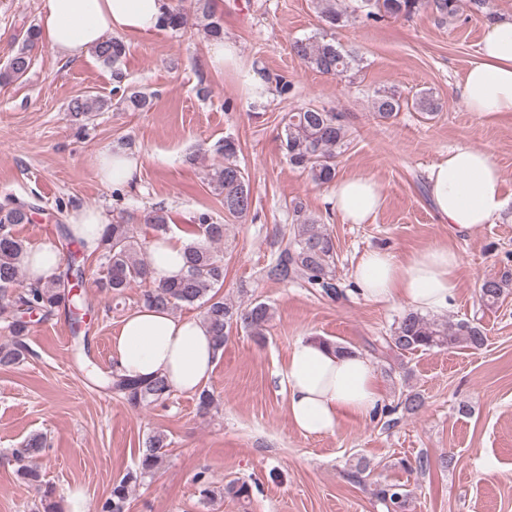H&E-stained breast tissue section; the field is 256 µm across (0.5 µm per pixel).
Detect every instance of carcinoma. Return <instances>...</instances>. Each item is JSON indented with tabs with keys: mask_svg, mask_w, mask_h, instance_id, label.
<instances>
[{
	"mask_svg": "<svg viewBox=\"0 0 512 512\" xmlns=\"http://www.w3.org/2000/svg\"><path fill=\"white\" fill-rule=\"evenodd\" d=\"M364 16L379 22L388 18H411L423 8H429L441 18L458 14L462 0H360ZM315 10L330 32H336L348 23V13L342 0H314ZM198 10L204 21L203 29L208 38H224L221 18L211 9L209 0H199ZM188 24V15L180 8H171L164 17L163 28L177 32ZM38 31L32 27L27 31L25 43L11 58L8 68L0 74L4 80L20 79L28 71L30 57L28 48L37 39ZM291 51L306 66L328 76H341L353 69L356 55L343 51L335 37L295 39ZM93 54L103 65L113 69L116 78H122L119 64L126 54L125 43L116 37L108 38L93 49ZM151 105L150 95L142 91L129 90L112 103L107 100L81 97L73 99L68 110L76 119L105 107L143 110ZM409 107L426 115L437 108L433 96L421 92L409 100L392 91H378L374 99L376 117L389 120ZM348 140L346 117L340 112L308 104L292 110L286 115L283 129V148L289 164L307 173L311 181L319 186L336 181V157ZM224 153V164L210 168L206 173L208 184L222 196L224 213L235 218L248 215L253 204L250 181L236 160L237 145L227 138L220 147ZM34 206L14 202L10 207L0 206V319L7 322L11 334L10 342L0 343V368L21 363L29 354L25 342L29 321L24 314L38 311L50 316L55 309L71 301L74 290L86 287L81 269L79 250L69 253L67 269L43 283L28 285L22 281L23 259L28 247L13 233V226L29 222ZM295 216L292 230L284 247L266 268V276L281 282L298 283L323 297L339 300L344 290L336 281L335 244L331 234L318 221L306 214L302 203L294 205ZM144 222L153 226L160 235L170 231L169 216L162 208L149 212ZM225 225L213 220L207 212H201L196 222L188 225L189 235L185 247V269L175 279L156 281L152 277L150 261L145 256L144 246L139 243L132 224H108L101 239V252L105 259V276L97 281L101 289L119 296L126 289L143 282L151 283L144 290L142 303L155 308L173 310L183 305L200 303L203 307L201 319L214 338L216 349L224 350L232 328L237 327L252 336H262L273 318L270 305L253 300L242 306L221 294L224 288V259L215 251V246L224 243ZM507 281L488 278L480 287V299L486 306H493L504 295ZM486 340L482 329L470 322L441 321L428 319L414 311L405 313L391 334L382 337V348L403 355L434 348L465 347L481 348ZM112 390L133 408L166 401L172 389L161 376L149 380L130 379L112 370ZM171 441L166 433L155 431L147 436L143 448L139 449L136 469L125 473L112 483L109 495L101 500L97 512H125L132 489L145 477L153 474L169 455ZM46 437L41 433L30 435L12 457L17 476L31 484L39 483V471L32 463L43 456ZM200 484V495L206 500L229 495L241 499L250 496L248 484L230 481L224 486H215L204 474L196 477ZM377 497L387 512H402L407 502V491L399 483L380 488Z\"/></svg>",
	"mask_w": 512,
	"mask_h": 512,
	"instance_id": "1",
	"label": "carcinoma"
}]
</instances>
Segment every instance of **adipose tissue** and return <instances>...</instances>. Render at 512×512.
<instances>
[{
	"label": "adipose tissue",
	"instance_id": "ef3b65f1",
	"mask_svg": "<svg viewBox=\"0 0 512 512\" xmlns=\"http://www.w3.org/2000/svg\"><path fill=\"white\" fill-rule=\"evenodd\" d=\"M170 0H45L40 15L42 38L70 60L86 57L103 39L115 34L160 31ZM213 69H234L244 93L267 98L271 85L264 73L241 63L234 41L212 42ZM469 111L485 116L512 112V20L493 22L486 30L477 60L460 87ZM141 160L120 148L97 154L94 167L101 183L115 187L139 178ZM428 194L437 218L450 232L470 234L490 223L506 204L501 172L491 154L467 145L450 148L428 171ZM382 190L370 177L337 181L333 206L353 224L364 223L380 206ZM108 218L101 211L72 212L68 231L87 251L99 249ZM185 242L165 236L150 245L152 276L178 277L184 266ZM459 257L443 246H431L408 257L372 248L351 271L357 294L376 304H403L422 313L453 308L458 294ZM219 351L208 328L196 318L140 306L128 313L112 337L111 359L128 378L166 377L172 390L194 393L210 378ZM280 382L287 393L288 417L307 436L333 433L346 417L378 411L382 394L377 373L360 352H340L316 339L298 340L289 352Z\"/></svg>",
	"mask_w": 512,
	"mask_h": 512
}]
</instances>
